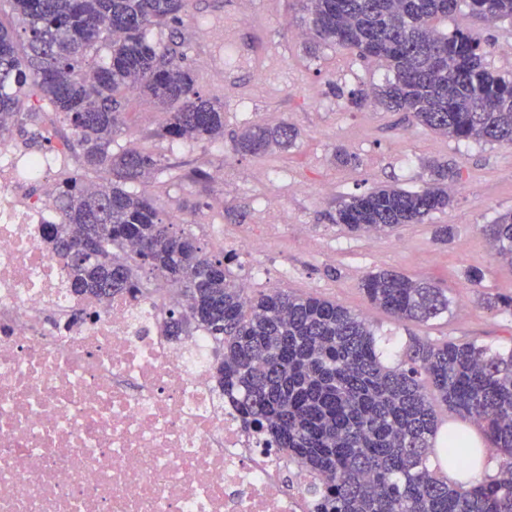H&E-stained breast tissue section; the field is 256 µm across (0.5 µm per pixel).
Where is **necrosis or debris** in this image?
Listing matches in <instances>:
<instances>
[{
  "mask_svg": "<svg viewBox=\"0 0 512 512\" xmlns=\"http://www.w3.org/2000/svg\"><path fill=\"white\" fill-rule=\"evenodd\" d=\"M0 135V512H313L322 478L295 468L245 424L213 378L215 340H175L178 292L100 303L72 292L45 227L50 200L27 179L54 158ZM262 236L224 238L262 272L268 237L287 223L265 204Z\"/></svg>",
  "mask_w": 512,
  "mask_h": 512,
  "instance_id": "1",
  "label": "necrosis or debris"
}]
</instances>
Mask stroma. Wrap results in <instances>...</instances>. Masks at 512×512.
Listing matches in <instances>:
<instances>
[{
  "label": "stroma",
  "mask_w": 512,
  "mask_h": 512,
  "mask_svg": "<svg viewBox=\"0 0 512 512\" xmlns=\"http://www.w3.org/2000/svg\"><path fill=\"white\" fill-rule=\"evenodd\" d=\"M181 23L153 29L152 39L178 43L191 54L192 17L207 21L210 64L192 62L196 88L224 108V136L218 140L170 141L158 137L163 112L141 94L126 102V124L113 152L135 148L158 156L163 169L150 173L137 191L156 199L165 216L196 234L205 251L224 250L223 230L259 232V210L275 199L290 223L270 244L260 280L252 293L285 289L323 297L356 312L369 323L434 342L478 341L512 347V310L487 308V300L512 296V267L494 261L481 228L512 210V147L499 143L455 141L417 124L410 113L388 112L349 103L351 92L371 90L387 77L377 61L324 46L316 55L304 51L300 0H190ZM238 22L243 42L253 33L268 35L275 53L273 69L256 76L251 64L225 73V86L214 82L223 71L221 33L225 21ZM443 32L461 29L485 40L491 69L512 74V22L487 23L470 13L465 0L438 24ZM37 119H21L10 134L23 152H49L70 137V129L47 106L26 104ZM285 121L300 136L288 151L263 156L235 153L233 140L249 124ZM352 156L336 160L337 149ZM448 163L458 174L452 203L423 224H407L380 236L354 234L336 222L337 205L379 185L419 190L430 179L429 162ZM233 176L231 186L214 179L216 170ZM264 182H257L258 172ZM451 229L447 241L434 235L437 225ZM391 270L445 288L453 303L440 318L426 322L393 320L372 306L360 284L371 272ZM482 274L480 282L468 271Z\"/></svg>",
  "instance_id": "1"
}]
</instances>
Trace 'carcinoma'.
Here are the masks:
<instances>
[{
	"instance_id": "cac0c4a2",
	"label": "carcinoma",
	"mask_w": 512,
	"mask_h": 512,
	"mask_svg": "<svg viewBox=\"0 0 512 512\" xmlns=\"http://www.w3.org/2000/svg\"><path fill=\"white\" fill-rule=\"evenodd\" d=\"M21 30L0 26V130L42 102L70 126L85 171L105 182L63 178L52 194L58 223L46 225L73 291L107 302L174 285L169 335L195 330L217 341L215 379L241 397L245 422L267 432L301 468L318 472L315 512H512V348L477 341L436 343L382 333L328 299L276 290L244 298L233 258L210 255L191 232L167 223L157 202L134 189L159 169L152 153L112 152L124 124L123 100L138 92L167 115L160 136L172 141L224 136V109L195 87L176 48L148 37L179 22L189 0H11ZM494 22L512 19V0H467ZM457 0H303L306 51L329 44L384 62L392 79L368 94L390 112L446 137L512 145V76L485 65L486 43L468 32L438 30ZM109 61H96L101 48ZM299 137L286 123H255L234 141L240 154L286 150ZM431 182L410 191L381 185L336 208L351 233L387 234L423 224L451 202L446 163L430 166ZM495 260L512 266V212L482 228ZM137 246L135 253L125 244ZM368 301L401 322L427 323L448 312L446 290L393 271L366 275ZM479 430L506 462L492 479L464 489L439 463L477 462L469 431L439 430L428 391Z\"/></svg>"
}]
</instances>
